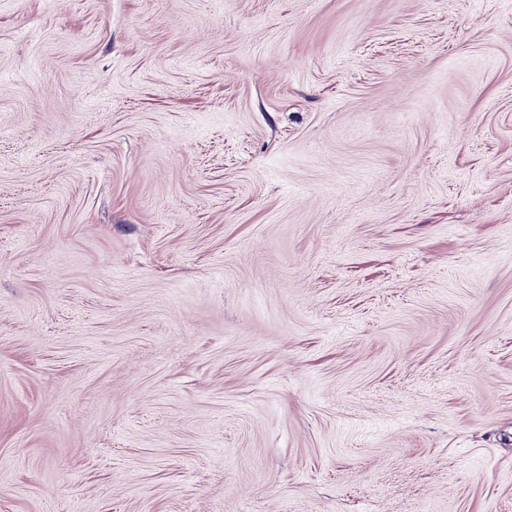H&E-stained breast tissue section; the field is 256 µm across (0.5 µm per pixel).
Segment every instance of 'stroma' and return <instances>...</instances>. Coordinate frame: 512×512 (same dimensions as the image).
<instances>
[{
    "instance_id": "35a3bbf8",
    "label": "stroma",
    "mask_w": 512,
    "mask_h": 512,
    "mask_svg": "<svg viewBox=\"0 0 512 512\" xmlns=\"http://www.w3.org/2000/svg\"><path fill=\"white\" fill-rule=\"evenodd\" d=\"M0 512H512V0H0Z\"/></svg>"
}]
</instances>
